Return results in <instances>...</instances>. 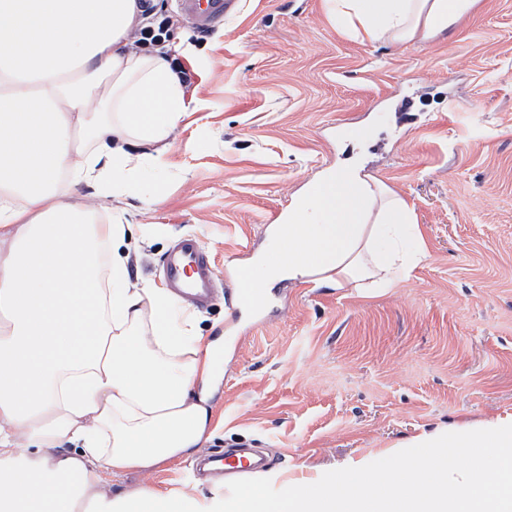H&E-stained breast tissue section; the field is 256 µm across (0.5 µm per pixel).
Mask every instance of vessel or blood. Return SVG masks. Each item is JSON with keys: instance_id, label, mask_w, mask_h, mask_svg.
<instances>
[{"instance_id": "1", "label": "vessel or blood", "mask_w": 512, "mask_h": 512, "mask_svg": "<svg viewBox=\"0 0 512 512\" xmlns=\"http://www.w3.org/2000/svg\"><path fill=\"white\" fill-rule=\"evenodd\" d=\"M238 0H176L179 12L206 31L235 11ZM164 279L180 300L203 307L211 300L216 286L213 265L201 242L193 234L180 235L162 260ZM265 302L264 291L252 287L248 268H240L236 277L235 303L239 309L255 311ZM225 476L237 481L260 471L263 461L251 458L238 448L216 455Z\"/></svg>"}]
</instances>
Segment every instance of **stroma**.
I'll return each mask as SVG.
<instances>
[{
	"label": "stroma",
	"instance_id": "35a3bbf8",
	"mask_svg": "<svg viewBox=\"0 0 512 512\" xmlns=\"http://www.w3.org/2000/svg\"><path fill=\"white\" fill-rule=\"evenodd\" d=\"M168 19L172 64L196 99L131 192L92 196L128 226L131 281L163 285L176 236L203 242L220 280L194 311L221 338L201 453L259 448L272 493L360 463L404 469L420 437L512 420V0H479L434 38L364 41L323 0H239L207 32ZM357 157L414 210L426 258L387 291L279 280L229 320L237 270L321 171ZM196 459L119 479L122 490L208 493Z\"/></svg>",
	"mask_w": 512,
	"mask_h": 512
}]
</instances>
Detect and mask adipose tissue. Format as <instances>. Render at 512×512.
Returning <instances> with one entry per match:
<instances>
[{"label": "adipose tissue", "instance_id": "obj_1", "mask_svg": "<svg viewBox=\"0 0 512 512\" xmlns=\"http://www.w3.org/2000/svg\"><path fill=\"white\" fill-rule=\"evenodd\" d=\"M368 40L444 31L477 0H326ZM138 0H0V512H512V421L421 440L407 474L354 468L270 495L145 488L115 478L193 457L212 418L216 341L174 329L168 289L129 280L125 227L77 197L132 190L188 110L166 52H134ZM82 79L68 83L64 74ZM288 259L258 282L388 288L420 262L405 200L349 164L294 198L276 229ZM483 454L449 480V448Z\"/></svg>", "mask_w": 512, "mask_h": 512}]
</instances>
